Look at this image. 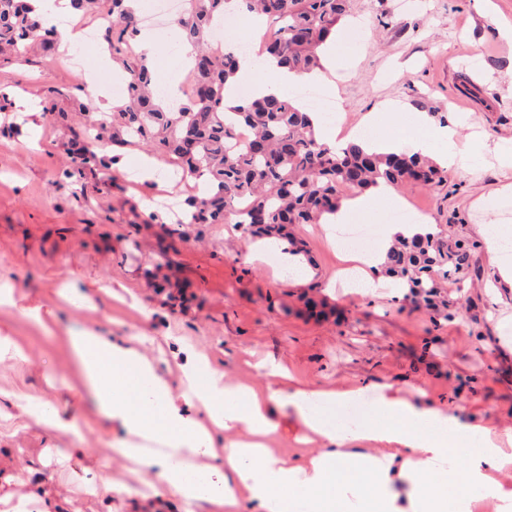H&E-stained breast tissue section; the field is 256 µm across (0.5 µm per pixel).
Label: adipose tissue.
I'll return each instance as SVG.
<instances>
[{
    "label": "adipose tissue",
    "mask_w": 512,
    "mask_h": 512,
    "mask_svg": "<svg viewBox=\"0 0 512 512\" xmlns=\"http://www.w3.org/2000/svg\"><path fill=\"white\" fill-rule=\"evenodd\" d=\"M43 25L71 45L80 34L68 25L70 0H27ZM424 127L414 149L447 145L440 161L463 167L452 127ZM70 346L81 376L105 417L127 437L120 451L147 471L158 494L188 505L212 498L224 512H472L490 497L512 512V436L461 419L452 409L381 397L373 417L358 424L329 415L355 401V390L337 392L294 383L285 369H268L265 393L231 382L200 365L183 367L185 389L174 395L163 371L135 349L95 332H76ZM292 410L323 441L307 462L276 455L264 439L274 429L272 408ZM232 442L216 447L209 424ZM206 453L205 470L196 458Z\"/></svg>",
    "instance_id": "obj_1"
}]
</instances>
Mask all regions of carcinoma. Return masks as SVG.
Listing matches in <instances>:
<instances>
[{"instance_id":"cac0c4a2","label":"carcinoma","mask_w":512,"mask_h":512,"mask_svg":"<svg viewBox=\"0 0 512 512\" xmlns=\"http://www.w3.org/2000/svg\"><path fill=\"white\" fill-rule=\"evenodd\" d=\"M227 0H190L189 10L175 21L180 43L193 47L192 93L176 112L160 102L156 77L138 52V28L128 0H111L112 27L104 37L112 63L130 85L128 96L108 116H95L87 126L93 139L76 137L70 165L61 177L75 181L88 173H112L119 155L101 154L107 145L154 146L176 173L205 177L204 190L184 201L188 224H227L229 203L244 197L236 224L259 240L287 243V252L303 258L304 240L297 224H318L336 211L343 186L365 192L380 182L398 187L408 182L439 184L445 170L421 153H378L357 144L331 148L313 125V111L286 97L247 99L235 112L224 111V90L240 68L234 52L219 53L210 43L211 26L224 15ZM246 11L268 21L258 64L274 60L297 73L320 65V53L335 34L353 0H240ZM50 32L31 15L22 0H0V50L24 51ZM249 130L247 141L236 131ZM471 249L454 240L440 225L423 235L403 237L391 246L379 273L405 296L444 317L451 284L460 294L468 288Z\"/></svg>"}]
</instances>
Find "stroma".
Listing matches in <instances>:
<instances>
[{
  "mask_svg": "<svg viewBox=\"0 0 512 512\" xmlns=\"http://www.w3.org/2000/svg\"><path fill=\"white\" fill-rule=\"evenodd\" d=\"M512 0H354L338 25L336 74L321 84L339 102L340 122L359 133L411 146L405 115L453 126L467 167L440 185L395 189L384 220L353 211V224H384L421 210L474 247L468 298L438 316L396 288L338 287L343 252L332 224L298 227L312 259L299 277L283 257L248 258L251 238L234 224H180L144 203L128 174L155 161L142 147L123 150L114 183L60 181L70 129L51 116L26 115L21 103L54 100L76 107V69L56 51L0 58V89L14 105L0 112V336L16 356L0 357V512L18 502L31 512H183L172 500L143 494L135 465L118 450L122 431L85 387L69 338L88 329L113 336L168 367L204 356L212 368L256 391L269 378L259 362L283 365L299 382L333 390L364 387L337 409L340 420L373 412L378 386L418 404H447L458 414L512 432V289L489 288L483 231L512 241V169L495 144L512 145ZM360 29L357 46L344 36ZM322 301L325 317L300 300ZM51 406L60 429L48 430L19 402ZM272 448L291 460L316 455L289 413L274 415Z\"/></svg>",
  "mask_w": 512,
  "mask_h": 512,
  "instance_id": "stroma-1",
  "label": "stroma"
}]
</instances>
